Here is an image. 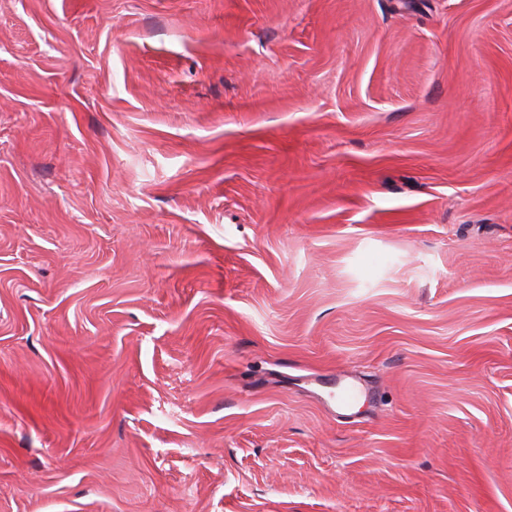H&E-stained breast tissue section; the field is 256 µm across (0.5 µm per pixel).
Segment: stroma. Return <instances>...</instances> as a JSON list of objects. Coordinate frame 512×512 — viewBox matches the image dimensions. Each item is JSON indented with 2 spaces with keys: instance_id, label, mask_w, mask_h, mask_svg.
<instances>
[{
  "instance_id": "1",
  "label": "stroma",
  "mask_w": 512,
  "mask_h": 512,
  "mask_svg": "<svg viewBox=\"0 0 512 512\" xmlns=\"http://www.w3.org/2000/svg\"><path fill=\"white\" fill-rule=\"evenodd\" d=\"M0 512H512V0H0Z\"/></svg>"
}]
</instances>
